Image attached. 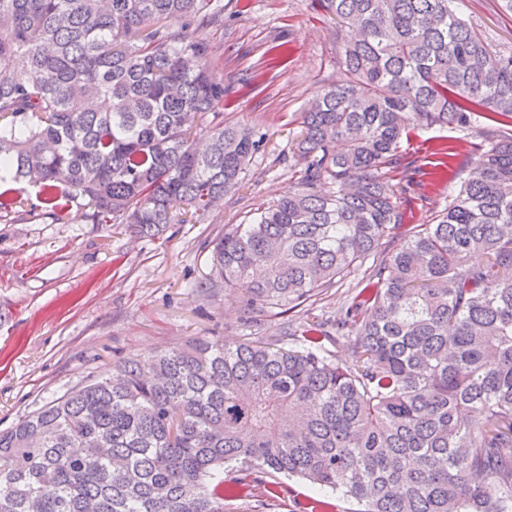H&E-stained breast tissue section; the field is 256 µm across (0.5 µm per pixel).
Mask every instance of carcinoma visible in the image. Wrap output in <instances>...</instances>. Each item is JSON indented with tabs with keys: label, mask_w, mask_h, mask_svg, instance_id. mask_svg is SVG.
Segmentation results:
<instances>
[{
	"label": "carcinoma",
	"mask_w": 512,
	"mask_h": 512,
	"mask_svg": "<svg viewBox=\"0 0 512 512\" xmlns=\"http://www.w3.org/2000/svg\"><path fill=\"white\" fill-rule=\"evenodd\" d=\"M209 2L0 0V183L150 239L235 190L255 133L185 34ZM318 3L342 76L301 113L298 189L224 226L208 281L284 317L380 262L336 318L127 358L21 416L0 512H226L234 464L352 512H512V53L463 0ZM436 128L483 143L433 223L405 224L401 143ZM20 207L0 191V220Z\"/></svg>",
	"instance_id": "1"
}]
</instances>
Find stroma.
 Masks as SVG:
<instances>
[{
    "instance_id": "1",
    "label": "stroma",
    "mask_w": 512,
    "mask_h": 512,
    "mask_svg": "<svg viewBox=\"0 0 512 512\" xmlns=\"http://www.w3.org/2000/svg\"><path fill=\"white\" fill-rule=\"evenodd\" d=\"M224 20L190 27L209 43L224 74V118L252 129L261 143L239 189L201 221L173 224L161 238L135 239L122 230L55 218L37 208L33 189L24 208L0 220V430L44 402L120 360L207 336H242L239 300L221 290L196 293L206 281L211 242L225 225L297 187L301 164L292 145L298 114L323 86L340 77L336 23L313 0H216ZM464 12L495 49L512 51V14L500 0H464ZM452 129L426 130L403 144L409 188L402 208L410 224L432 223L448 195L449 178L431 171V155ZM251 494L232 512H351L352 502L309 482L243 475Z\"/></svg>"
}]
</instances>
